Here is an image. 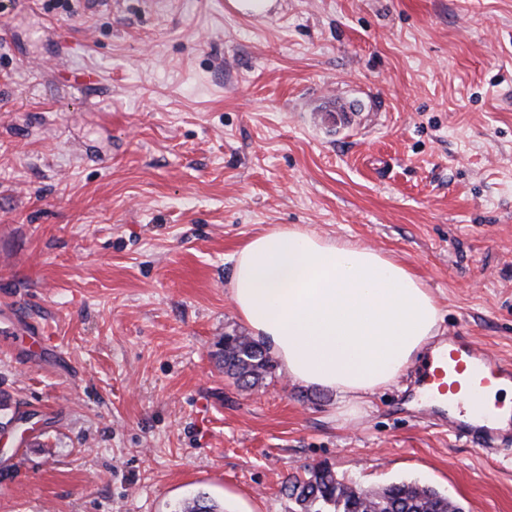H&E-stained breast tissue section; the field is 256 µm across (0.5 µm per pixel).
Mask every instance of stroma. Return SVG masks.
I'll list each match as a JSON object with an SVG mask.
<instances>
[{
	"label": "stroma",
	"mask_w": 512,
	"mask_h": 512,
	"mask_svg": "<svg viewBox=\"0 0 512 512\" xmlns=\"http://www.w3.org/2000/svg\"><path fill=\"white\" fill-rule=\"evenodd\" d=\"M0 10V512H291L328 465L512 512L417 366L339 419L275 369L243 389L233 253L281 224L371 247L512 362V0H53ZM350 126L319 121L336 101ZM48 348L34 342L37 328Z\"/></svg>",
	"instance_id": "obj_1"
}]
</instances>
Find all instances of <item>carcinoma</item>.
<instances>
[{
	"mask_svg": "<svg viewBox=\"0 0 512 512\" xmlns=\"http://www.w3.org/2000/svg\"><path fill=\"white\" fill-rule=\"evenodd\" d=\"M219 359L224 372L242 388H252L272 375L275 361L267 349L250 336L229 335ZM294 505L292 512H457L458 504L418 482L392 483L381 490L363 489L340 479L326 465L288 478L285 486ZM179 512H223L203 497L182 504Z\"/></svg>",
	"mask_w": 512,
	"mask_h": 512,
	"instance_id": "cac0c4a2",
	"label": "carcinoma"
}]
</instances>
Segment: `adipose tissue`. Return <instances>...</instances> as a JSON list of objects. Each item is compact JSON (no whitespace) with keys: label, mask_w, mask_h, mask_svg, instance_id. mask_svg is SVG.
Wrapping results in <instances>:
<instances>
[{"label":"adipose tissue","mask_w":512,"mask_h":512,"mask_svg":"<svg viewBox=\"0 0 512 512\" xmlns=\"http://www.w3.org/2000/svg\"><path fill=\"white\" fill-rule=\"evenodd\" d=\"M229 296L294 382L334 392L345 415L395 382L434 336L440 310L408 266L301 225L256 235L232 256ZM469 412L512 420V389L466 394Z\"/></svg>","instance_id":"adipose-tissue-1"}]
</instances>
